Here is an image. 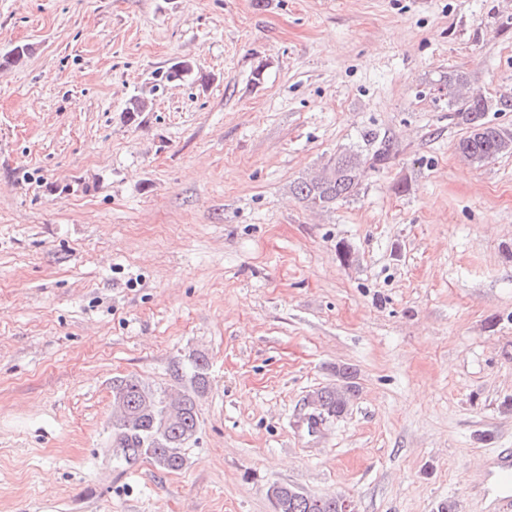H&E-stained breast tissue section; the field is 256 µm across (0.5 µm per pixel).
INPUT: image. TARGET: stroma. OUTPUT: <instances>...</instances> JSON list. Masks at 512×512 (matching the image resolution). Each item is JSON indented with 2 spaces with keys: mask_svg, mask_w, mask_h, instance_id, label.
<instances>
[{
  "mask_svg": "<svg viewBox=\"0 0 512 512\" xmlns=\"http://www.w3.org/2000/svg\"><path fill=\"white\" fill-rule=\"evenodd\" d=\"M23 44L0 70V512H274V482L492 512L512 155L461 160L446 83L512 95V0H0V54ZM183 59L208 82H161ZM369 129L393 156L358 195L296 198ZM200 355L184 468L117 463L113 380L179 391ZM345 367L356 399L300 434Z\"/></svg>",
  "mask_w": 512,
  "mask_h": 512,
  "instance_id": "stroma-1",
  "label": "stroma"
}]
</instances>
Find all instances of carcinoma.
<instances>
[{"label": "carcinoma", "instance_id": "obj_1", "mask_svg": "<svg viewBox=\"0 0 512 512\" xmlns=\"http://www.w3.org/2000/svg\"><path fill=\"white\" fill-rule=\"evenodd\" d=\"M31 47L24 44L14 47L0 56V67L16 66L30 55ZM195 75L204 83L207 75L196 64L181 60L173 64L161 78L167 81L181 80ZM449 111L460 120L467 134L458 143L462 156L473 164H481L501 155L512 154V132L485 120L487 112H512V96L502 95L491 102L473 86L470 73L455 69L448 73ZM364 146L348 149L329 158L324 166L328 174L302 177L293 185L295 196L311 208L329 209L339 201H346L358 194L368 174L387 163L391 155L390 141L374 131L363 137ZM345 384L325 387L311 398V404L323 418L338 417L346 411L356 397L352 375L345 368L338 372ZM208 385L205 359L194 361L191 374V390L182 394L179 413H168L167 395L151 389L134 376L119 378L112 383V398H120L127 406L129 421L112 424V447L127 448L137 459L144 456L162 471L176 472L186 464L183 448L196 437L199 420L196 398ZM267 496L274 512H341L344 496H300L288 492V486L272 483Z\"/></svg>", "mask_w": 512, "mask_h": 512}]
</instances>
